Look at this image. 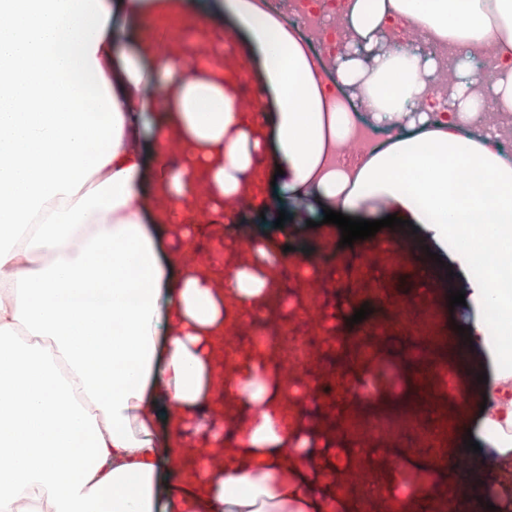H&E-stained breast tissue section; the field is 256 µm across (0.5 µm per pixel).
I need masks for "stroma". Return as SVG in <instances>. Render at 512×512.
Returning a JSON list of instances; mask_svg holds the SVG:
<instances>
[{"instance_id": "1", "label": "stroma", "mask_w": 512, "mask_h": 512, "mask_svg": "<svg viewBox=\"0 0 512 512\" xmlns=\"http://www.w3.org/2000/svg\"><path fill=\"white\" fill-rule=\"evenodd\" d=\"M185 47L208 41L223 43L225 52L245 53L242 36L233 34L230 20L214 18L205 23L196 6H189L178 29ZM286 230L275 229L252 210L241 213L240 224L226 220L202 224L194 247L207 253L215 237L231 239L238 231H254L267 236L269 246L286 252L287 263L302 260L303 249H310L318 260H325L339 249L341 237L335 225L325 223L322 210L297 211L286 207ZM377 240L387 243L406 240L407 248L397 249L389 265L363 267L356 284L364 294L380 290L382 303L374 307L371 317L379 323L384 336L382 343L368 348L363 357L355 359V375L343 377L346 385L356 386L357 395H347L334 404H296L295 410L302 427L312 434L310 446L331 463L340 465L343 473L336 484V493L344 506L339 512H351L361 505V512H380L386 495L410 500L418 490H425L435 499L452 497L460 503L462 512H479L481 502L491 501V492L479 463H472L466 478L459 482L441 483L436 469L464 455L468 431H481L486 424L480 410L486 392L478 374L496 379L500 370L487 358L481 345H470L457 331L469 325L471 306H449V291L468 290L470 282L465 269L452 256L436 263L426 254L429 239L423 229L381 228ZM453 275L443 278L444 267ZM400 312L401 320H393L391 312ZM425 334L430 349L423 360L404 359L403 353L412 338ZM380 365V378H370L368 366ZM453 373L455 392H448L440 383L437 372ZM418 407L420 418L438 432L436 442L420 435L391 434L390 447L396 448L403 459L401 468L388 463L384 450L368 453H339L330 442L333 423L363 424L372 419L392 418L411 407Z\"/></svg>"}]
</instances>
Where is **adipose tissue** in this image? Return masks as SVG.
I'll list each match as a JSON object with an SVG mask.
<instances>
[{"label":"adipose tissue","instance_id":"ef3b65f1","mask_svg":"<svg viewBox=\"0 0 512 512\" xmlns=\"http://www.w3.org/2000/svg\"><path fill=\"white\" fill-rule=\"evenodd\" d=\"M186 4L0 0V512H325L335 500L339 469L313 479L309 453L283 470L302 427L282 406L273 357L230 369L222 358L226 333L277 304L300 272L283 271L257 237L223 274L182 253L197 230L185 206L201 194L209 216L238 223L224 205L253 189L266 144L295 203L422 225L472 268L471 335L496 361L499 337L512 335V292L494 286L498 254L512 247V154L501 134L463 119L487 103L512 112V0H349L352 38L333 71L384 138L335 165L330 150L356 126L344 106L327 110L302 42L258 0L212 10L246 34L274 123L239 111L222 49L205 62L166 57L126 25ZM393 18L463 61L493 48L504 63L491 101L468 98L441 121L417 111L437 71L379 50ZM172 141L184 161L160 165L146 187L147 154ZM469 168L480 177L461 184ZM159 224L173 225L179 249L163 252ZM490 301L502 313L493 328L482 315ZM22 336L36 338L30 351ZM222 399L227 427L199 423ZM190 430L219 444L232 435L231 464L201 471L184 459ZM178 460L196 489L159 505L161 466Z\"/></svg>","mask_w":512,"mask_h":512}]
</instances>
